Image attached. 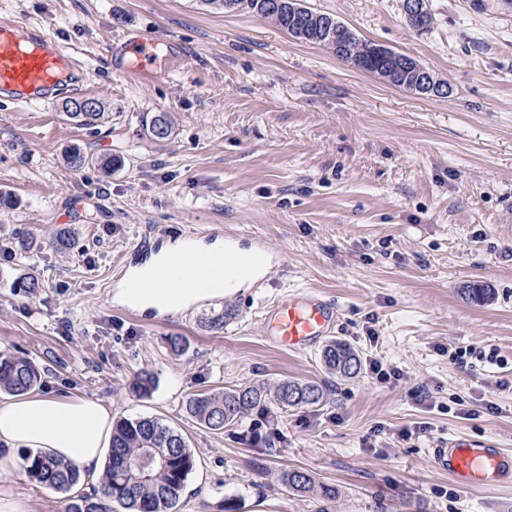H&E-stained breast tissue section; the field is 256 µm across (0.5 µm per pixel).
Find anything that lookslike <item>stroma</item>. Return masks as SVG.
<instances>
[{
  "label": "stroma",
  "instance_id": "1",
  "mask_svg": "<svg viewBox=\"0 0 512 512\" xmlns=\"http://www.w3.org/2000/svg\"><path fill=\"white\" fill-rule=\"evenodd\" d=\"M305 4L418 61L448 95H414L200 0H0V17L73 48L82 97L111 114L87 128L58 106L0 105V351L29 358L42 390L182 434L195 465L177 512H512V485L464 490L429 462L451 435L512 450V0H429L423 34L401 0ZM143 34L180 64L139 80L112 67L107 48ZM157 112L174 123L163 142L144 127ZM75 146L124 164L71 169ZM63 227L77 238L60 251L49 242ZM185 238L259 242L272 263L167 320L116 301L131 268ZM29 274L32 296L13 286ZM473 282L491 301L465 299ZM305 289L336 304L333 339L399 379H340L320 347L277 346L267 310ZM227 307L223 330L205 327ZM142 371L155 378L145 396L131 390ZM287 379L324 384L327 400L278 414L268 442L244 441L249 422L213 431L186 409L196 394ZM291 469L338 497L293 492L280 479ZM1 488L27 512H65L69 499L20 469L0 473Z\"/></svg>",
  "mask_w": 512,
  "mask_h": 512
}]
</instances>
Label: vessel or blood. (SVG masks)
<instances>
[{
  "label": "vessel or blood",
  "instance_id": "1",
  "mask_svg": "<svg viewBox=\"0 0 512 512\" xmlns=\"http://www.w3.org/2000/svg\"><path fill=\"white\" fill-rule=\"evenodd\" d=\"M175 50L159 55L148 36L128 43L119 67L131 77L154 72L158 66L175 67ZM84 85V72L69 45L40 28L18 19L0 20V101L15 107H49L61 95L75 93ZM276 342L291 350L309 348L334 327L338 312L334 305L314 293H287L269 308ZM433 468L461 488L494 486L512 481V451L484 441L456 436L430 449Z\"/></svg>",
  "mask_w": 512,
  "mask_h": 512
}]
</instances>
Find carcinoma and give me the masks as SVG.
I'll list each match as a JSON object with an SVG mask.
<instances>
[{
    "mask_svg": "<svg viewBox=\"0 0 512 512\" xmlns=\"http://www.w3.org/2000/svg\"><path fill=\"white\" fill-rule=\"evenodd\" d=\"M290 0H204V4L224 11L244 9L253 12L301 42L325 47L340 60L354 68L379 75L384 59L372 54L376 47L371 41L359 37L349 27L341 35L329 33L322 22L332 15L310 8L302 13H288ZM68 119L80 126L95 127L108 118L104 105L95 112L83 115L66 113ZM161 124L163 136L154 135ZM146 130L153 139L165 141L173 133L172 117L158 112L146 121ZM67 165L75 170L90 164L105 173L122 165L119 157L94 159L73 149L67 156ZM326 371L345 379L358 377L362 362L350 345L336 339L330 341L321 354ZM41 385L39 370L25 357L0 354V392L24 395ZM322 385L310 381L299 383L284 380L274 390L265 385L224 388L191 397L187 411L201 425L221 431L235 425L259 407L273 406L283 413L290 410L318 407L324 402ZM24 469L30 480L60 492H68L80 482L78 470L58 460L23 454ZM195 464L194 454L181 434L152 417L120 418L112 427V445L104 467L101 492L74 496L69 500L67 512H114L118 504L124 512H176ZM281 480L298 493L315 492L325 499H334L337 488L318 484L306 471L289 470Z\"/></svg>",
    "mask_w": 512,
    "mask_h": 512,
    "instance_id": "cac0c4a2",
    "label": "carcinoma"
}]
</instances>
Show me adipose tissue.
<instances>
[{
  "instance_id": "adipose-tissue-1",
  "label": "adipose tissue",
  "mask_w": 512,
  "mask_h": 512,
  "mask_svg": "<svg viewBox=\"0 0 512 512\" xmlns=\"http://www.w3.org/2000/svg\"><path fill=\"white\" fill-rule=\"evenodd\" d=\"M183 263L174 275L163 270L170 255ZM224 247L216 244L202 250L179 242L129 271V279L140 280L137 288L119 289V301L143 313H162L190 306L200 291L219 297L241 287L239 278H225ZM112 410L90 397H61L32 393L0 400V445L8 452L0 456V471L17 469L21 452L59 459L76 467L84 482L100 484L112 438Z\"/></svg>"
}]
</instances>
